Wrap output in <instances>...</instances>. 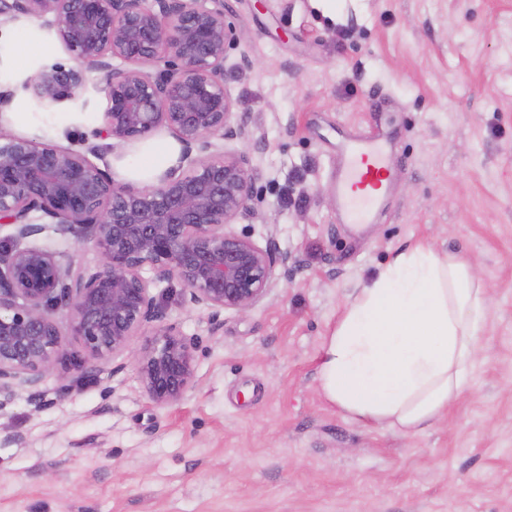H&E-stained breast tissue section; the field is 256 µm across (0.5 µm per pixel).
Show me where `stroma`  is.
I'll list each match as a JSON object with an SVG mask.
<instances>
[{
	"mask_svg": "<svg viewBox=\"0 0 512 512\" xmlns=\"http://www.w3.org/2000/svg\"><path fill=\"white\" fill-rule=\"evenodd\" d=\"M236 34L224 84L251 151L255 217L299 267L247 313L208 315L162 300L200 337L196 386L181 404L144 395L128 355L117 374L48 378L0 410V512H512V0H224ZM49 55H17L13 33ZM253 68H244L242 58ZM69 54L42 19L0 18V90ZM86 118L46 136L86 146L116 183L146 187L135 145L96 137ZM383 133L395 177L374 222L336 204L338 149ZM423 242L467 260L489 291L468 390L429 428L365 427L329 402L325 342L357 288ZM37 245L93 271L91 242L54 230ZM25 445L9 442L12 434Z\"/></svg>",
	"mask_w": 512,
	"mask_h": 512,
	"instance_id": "stroma-1",
	"label": "stroma"
}]
</instances>
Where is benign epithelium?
<instances>
[{
  "mask_svg": "<svg viewBox=\"0 0 512 512\" xmlns=\"http://www.w3.org/2000/svg\"><path fill=\"white\" fill-rule=\"evenodd\" d=\"M0 16L44 19L70 54L72 65L28 80L41 105L73 97L94 69L103 76L95 135L134 142L165 128L188 163L135 188L116 184L84 151L0 134V224L13 226L0 242V410L21 390L38 406L48 375L95 377L128 351L149 400L179 404L196 384L199 337L151 289L178 283L182 304L207 311L215 335L224 312L250 310L297 263L275 237L261 245L233 228L254 216L250 151L228 156L211 139L252 145L254 132L232 120L224 85L235 40L224 0H0ZM48 224L93 244V272L30 243ZM67 337L79 355L66 356Z\"/></svg>",
  "mask_w": 512,
  "mask_h": 512,
  "instance_id": "benign-epithelium-1",
  "label": "benign epithelium"
}]
</instances>
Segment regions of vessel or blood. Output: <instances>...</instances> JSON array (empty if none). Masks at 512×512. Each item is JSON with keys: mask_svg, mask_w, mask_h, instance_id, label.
I'll return each mask as SVG.
<instances>
[{"mask_svg": "<svg viewBox=\"0 0 512 512\" xmlns=\"http://www.w3.org/2000/svg\"><path fill=\"white\" fill-rule=\"evenodd\" d=\"M389 177L379 137L348 142L342 153V169L336 175V197L351 223H367L375 202L385 193Z\"/></svg>", "mask_w": 512, "mask_h": 512, "instance_id": "b4317fda", "label": "vessel or blood"}]
</instances>
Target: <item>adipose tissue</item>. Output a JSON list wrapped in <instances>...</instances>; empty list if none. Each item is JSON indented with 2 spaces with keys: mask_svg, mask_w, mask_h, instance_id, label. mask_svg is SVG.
<instances>
[{
  "mask_svg": "<svg viewBox=\"0 0 512 512\" xmlns=\"http://www.w3.org/2000/svg\"><path fill=\"white\" fill-rule=\"evenodd\" d=\"M488 290L469 264L419 243L351 298L320 366L326 398L364 426L417 432L467 388Z\"/></svg>",
  "mask_w": 512,
  "mask_h": 512,
  "instance_id": "1",
  "label": "adipose tissue"
}]
</instances>
